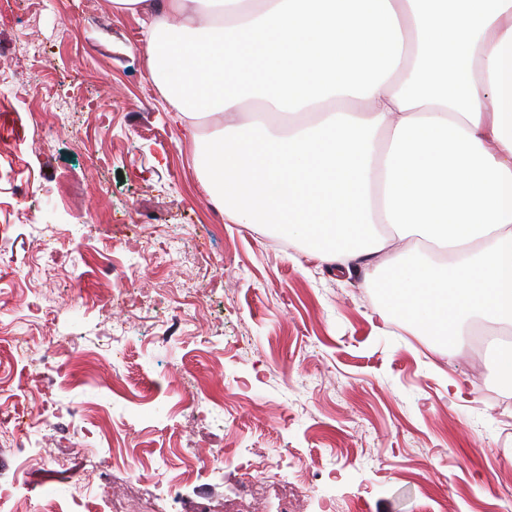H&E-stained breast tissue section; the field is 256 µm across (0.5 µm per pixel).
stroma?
Masks as SVG:
<instances>
[{
	"mask_svg": "<svg viewBox=\"0 0 512 512\" xmlns=\"http://www.w3.org/2000/svg\"><path fill=\"white\" fill-rule=\"evenodd\" d=\"M144 39L142 23L110 0H0V92L16 77L27 89L12 114L0 112V142L11 149L0 155V226L12 227L0 252L17 266L0 267L7 338L36 334L26 305L37 295L61 332L80 335L81 350L108 346L112 315L96 302L119 285L98 259L130 261L131 282L159 298L132 312L146 332L182 302L183 288L207 291L180 340L131 343L117 371L98 370L85 393L111 407L128 444L166 455L172 468L193 444L225 448L222 480L184 485L170 512H223L246 478L241 458L283 450L296 512L329 502L351 512H506L512 386L493 372L506 343L497 325L487 324L481 347L469 332L441 355L408 321L375 317L384 302L362 275L330 272L287 235L228 219L195 161V139L215 120L180 121L150 76ZM77 92L87 101L80 111L70 107ZM125 213L139 235L178 240V262L131 256L123 226L108 221ZM47 226L76 263L40 265ZM13 354L0 341L12 370L29 372V407L74 399L52 365L29 367ZM117 379L154 398L152 416H127L112 393ZM208 395L223 404L196 437L181 434L170 407ZM79 430L69 417L56 421L53 442L68 460L60 473L42 470L23 444L0 446V483L17 474L39 491L66 487L87 464ZM155 491L149 469L115 472L88 509L112 512L119 499L126 512H148Z\"/></svg>",
	"mask_w": 512,
	"mask_h": 512,
	"instance_id": "35a3bbf8",
	"label": "stroma"
}]
</instances>
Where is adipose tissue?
I'll return each instance as SVG.
<instances>
[{
	"mask_svg": "<svg viewBox=\"0 0 512 512\" xmlns=\"http://www.w3.org/2000/svg\"><path fill=\"white\" fill-rule=\"evenodd\" d=\"M211 197L367 269L424 336L512 327V0H111Z\"/></svg>",
	"mask_w": 512,
	"mask_h": 512,
	"instance_id": "ef3b65f1",
	"label": "adipose tissue"
}]
</instances>
